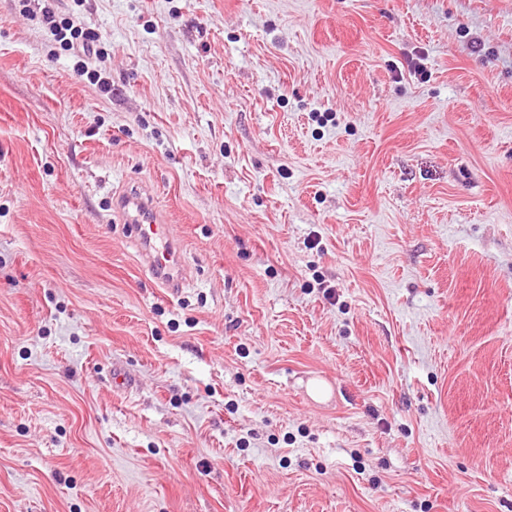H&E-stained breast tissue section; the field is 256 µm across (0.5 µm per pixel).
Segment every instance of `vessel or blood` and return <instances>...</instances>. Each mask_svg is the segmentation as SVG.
Segmentation results:
<instances>
[{
	"instance_id": "obj_1",
	"label": "vessel or blood",
	"mask_w": 512,
	"mask_h": 512,
	"mask_svg": "<svg viewBox=\"0 0 512 512\" xmlns=\"http://www.w3.org/2000/svg\"><path fill=\"white\" fill-rule=\"evenodd\" d=\"M152 192L132 189L118 196L112 210L126 224L139 249V261L153 281L175 295L187 281L182 247L154 205Z\"/></svg>"
}]
</instances>
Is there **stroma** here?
Masks as SVG:
<instances>
[{
    "instance_id": "obj_1",
    "label": "stroma",
    "mask_w": 512,
    "mask_h": 512,
    "mask_svg": "<svg viewBox=\"0 0 512 512\" xmlns=\"http://www.w3.org/2000/svg\"><path fill=\"white\" fill-rule=\"evenodd\" d=\"M0 512H512V0H0ZM45 20L50 24V30L56 37L57 41L61 42L68 50L77 49L84 55H89L94 52V46L98 41L97 34L93 32H83L74 29L69 25H58L54 20V16L50 12H46ZM69 32V33H68ZM154 200L152 192L135 188L112 201V210L137 242L142 267L160 288L176 295L186 285L187 267L181 244L171 236L167 220L156 209Z\"/></svg>"
}]
</instances>
